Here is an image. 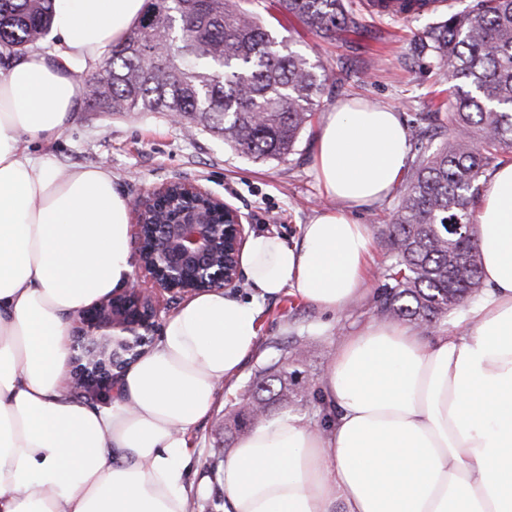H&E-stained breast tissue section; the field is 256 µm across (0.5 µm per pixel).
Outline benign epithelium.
I'll use <instances>...</instances> for the list:
<instances>
[{
  "label": "benign epithelium",
  "mask_w": 512,
  "mask_h": 512,
  "mask_svg": "<svg viewBox=\"0 0 512 512\" xmlns=\"http://www.w3.org/2000/svg\"><path fill=\"white\" fill-rule=\"evenodd\" d=\"M134 234L139 243V271L131 285L79 314L71 358L102 359L90 376H71L75 392L94 396L112 391L115 370L138 353L144 333L158 317L163 294L189 297L199 286L231 288L240 266L228 270L213 264L226 247L241 254L249 229L238 210L195 181H167L134 202Z\"/></svg>",
  "instance_id": "7a95c632"
}]
</instances>
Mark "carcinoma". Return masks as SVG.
Masks as SVG:
<instances>
[{
    "label": "carcinoma",
    "mask_w": 512,
    "mask_h": 512,
    "mask_svg": "<svg viewBox=\"0 0 512 512\" xmlns=\"http://www.w3.org/2000/svg\"><path fill=\"white\" fill-rule=\"evenodd\" d=\"M245 0H147L139 23L87 76V109L178 114L188 132L206 131L260 161L282 162L311 124L328 72L277 39ZM356 0H278L309 31L334 39L358 26ZM53 0H0V65L42 44ZM415 46L451 75L448 143L425 152L383 238L380 313L428 331L481 288L477 237L448 224L474 223L479 178L512 150V0H476L426 27ZM295 372L281 367L239 413L237 431L286 409Z\"/></svg>",
    "instance_id": "1"
}]
</instances>
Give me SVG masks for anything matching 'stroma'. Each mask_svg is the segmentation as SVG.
I'll list each match as a JSON object with an SVG mask.
<instances>
[{"label":"stroma","mask_w":512,"mask_h":512,"mask_svg":"<svg viewBox=\"0 0 512 512\" xmlns=\"http://www.w3.org/2000/svg\"><path fill=\"white\" fill-rule=\"evenodd\" d=\"M472 2L444 0L440 11L418 18L381 16L364 9L359 13L358 28L333 41L283 15L277 0H254L252 8L275 37L290 40L293 49L327 66L330 78L319 99L320 109L362 96L394 107L408 126L418 113H431V120L424 124L425 136L409 141V155L414 158L447 142L452 110L451 103L435 99V92L445 89L447 83L415 50L414 36L440 15ZM316 132V126H308L286 161L262 162L225 147L223 140L210 133L187 134L159 113L112 116L81 106L73 124L50 150L65 169L107 166L117 189L131 200L170 180L199 182L239 210L253 231H269L292 243L299 240L302 226L328 205L311 169ZM388 262L384 250L375 248L366 293L334 314L289 293L262 300L256 352L239 375L224 385L220 405L190 438L194 450L189 475L193 512H224L222 455L239 440L226 428L225 418L252 393L261 371L278 364L293 346H300L302 353L293 363L298 375L288 412L312 426L321 425L319 380L340 336L380 320L379 296Z\"/></svg>","instance_id":"35a3bbf8"}]
</instances>
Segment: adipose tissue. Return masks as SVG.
I'll return each mask as SVG.
<instances>
[{
  "mask_svg": "<svg viewBox=\"0 0 512 512\" xmlns=\"http://www.w3.org/2000/svg\"><path fill=\"white\" fill-rule=\"evenodd\" d=\"M144 0H54L55 55L0 72V512H189L190 437L259 341L262 299L326 311L363 295L374 241L355 214L408 158L392 107H329L312 168L334 207L288 243L251 234L256 292L213 288L166 318L156 345L91 404L70 381L71 323L133 280L126 197L104 166L60 172L56 141L97 62ZM474 212L484 292L432 336L389 320L342 336L321 377L324 427L281 414L225 457L224 512H512V161Z\"/></svg>",
  "mask_w": 512,
  "mask_h": 512,
  "instance_id": "obj_1",
  "label": "adipose tissue"
}]
</instances>
